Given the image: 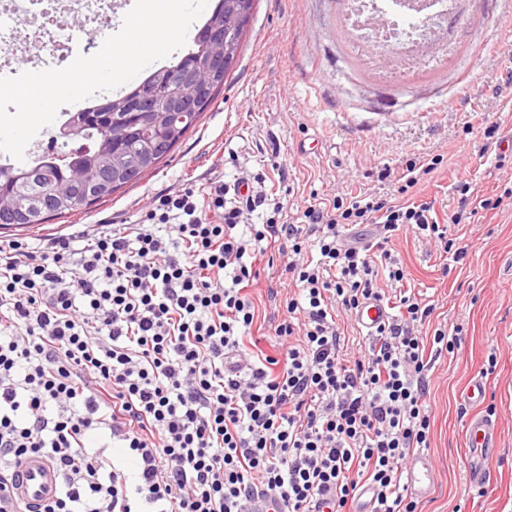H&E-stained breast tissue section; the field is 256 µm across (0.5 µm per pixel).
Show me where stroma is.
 <instances>
[{
  "mask_svg": "<svg viewBox=\"0 0 512 512\" xmlns=\"http://www.w3.org/2000/svg\"><path fill=\"white\" fill-rule=\"evenodd\" d=\"M342 0H258L250 37L223 93L176 149L170 161L86 213L33 228L0 230V242L45 247L56 237H80L94 224H139L158 197L212 181L234 183L262 175L263 191L280 200L287 219L306 206L364 191L392 193L393 176L407 160L443 155L442 165L414 198L432 203L431 215L449 223L460 206L456 172H465L484 197L512 189V158L474 130L476 114L512 136V0H465L459 45L432 72L404 82L379 81L347 44ZM390 179H380L382 170ZM504 198V196H503ZM468 254L462 268L444 273L450 259L412 232L392 238L403 265V287L435 307L433 321L462 327L454 354L430 372L431 446L436 470L418 512H512V199L460 225ZM493 374L483 375L489 355ZM482 379L486 394L466 403L464 392ZM496 427L489 480L474 483L467 464L470 418ZM88 452L127 475L137 467L109 430L90 431Z\"/></svg>",
  "mask_w": 512,
  "mask_h": 512,
  "instance_id": "obj_1",
  "label": "stroma"
}]
</instances>
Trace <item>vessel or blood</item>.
Returning <instances> with one entry per match:
<instances>
[{
    "mask_svg": "<svg viewBox=\"0 0 512 512\" xmlns=\"http://www.w3.org/2000/svg\"><path fill=\"white\" fill-rule=\"evenodd\" d=\"M388 310L378 301L363 305L357 319L363 327L386 321ZM470 447L487 450L494 444V427L485 419L471 421L468 427ZM407 487L414 493H425L435 480V469L423 453L415 455L404 475ZM61 483L56 467L45 457L33 455L17 465L13 480L0 490V512H15L17 503L43 504L53 500Z\"/></svg>",
    "mask_w": 512,
    "mask_h": 512,
    "instance_id": "1",
    "label": "vessel or blood"
}]
</instances>
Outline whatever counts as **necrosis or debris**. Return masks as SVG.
Listing matches in <instances>:
<instances>
[{"label": "necrosis or debris", "instance_id": "4bbe7bcc", "mask_svg": "<svg viewBox=\"0 0 512 512\" xmlns=\"http://www.w3.org/2000/svg\"><path fill=\"white\" fill-rule=\"evenodd\" d=\"M62 10L73 11L83 26L99 34L117 18L113 0H0V52L9 56L48 46L67 57L73 34L57 20ZM451 12L452 0H347L345 28L354 43L375 44L391 53L390 64H382L372 53L367 54L366 63L381 71L383 80L395 82L434 63L430 45L452 44ZM22 13L39 19L37 36L14 25V17Z\"/></svg>", "mask_w": 512, "mask_h": 512}]
</instances>
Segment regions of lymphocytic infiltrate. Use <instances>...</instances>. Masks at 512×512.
Here are the masks:
<instances>
[{"label":"lymphocytic infiltrate","instance_id":"lymphocytic-infiltrate-1","mask_svg":"<svg viewBox=\"0 0 512 512\" xmlns=\"http://www.w3.org/2000/svg\"><path fill=\"white\" fill-rule=\"evenodd\" d=\"M442 162L411 161L389 196L311 205L296 222L242 176L159 197L145 223L80 248L0 244V461L41 455L61 475L54 500L22 512H417L402 475L430 445L429 372L460 332L422 336L434 307L402 291L348 358L340 317L381 299V277L405 280L389 248L399 229L465 258L409 199ZM265 205L272 216L240 232ZM358 224L379 240L348 241ZM260 264L290 292L277 353L257 359L244 339ZM100 428L133 452L136 485L117 469L100 482L104 459L84 445Z\"/></svg>","mask_w":512,"mask_h":512}]
</instances>
